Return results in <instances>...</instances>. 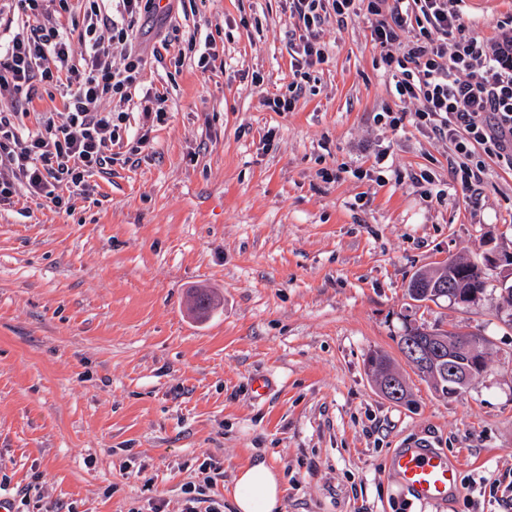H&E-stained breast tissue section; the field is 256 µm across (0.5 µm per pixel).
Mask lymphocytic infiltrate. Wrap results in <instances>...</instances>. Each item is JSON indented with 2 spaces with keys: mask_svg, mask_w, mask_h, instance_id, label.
Instances as JSON below:
<instances>
[{
  "mask_svg": "<svg viewBox=\"0 0 512 512\" xmlns=\"http://www.w3.org/2000/svg\"><path fill=\"white\" fill-rule=\"evenodd\" d=\"M116 13L99 0H82L78 33L64 25L27 24L0 47V207L22 195L41 196L70 212L74 196L90 195V179L121 156L148 147V135L124 144L125 112H105L109 99L129 100L141 82L148 54L135 20L160 12V0H117ZM302 51L285 95L266 98L274 112L291 111L310 88V70L328 58L322 26L344 22L359 10L370 20L371 40L392 75L390 92L400 109L377 113L391 129L412 124L445 138L457 185L471 189L489 162L512 170V28L496 38L467 33L466 0H289ZM412 39H402L406 28ZM83 51L74 55L72 44ZM59 91L61 108L39 128L24 123L33 103ZM417 102L416 110L406 105Z\"/></svg>",
  "mask_w": 512,
  "mask_h": 512,
  "instance_id": "1",
  "label": "lymphocytic infiltrate"
}]
</instances>
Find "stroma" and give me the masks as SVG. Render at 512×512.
I'll return each instance as SVG.
<instances>
[{
    "label": "stroma",
    "instance_id": "obj_1",
    "mask_svg": "<svg viewBox=\"0 0 512 512\" xmlns=\"http://www.w3.org/2000/svg\"><path fill=\"white\" fill-rule=\"evenodd\" d=\"M512 0H470L492 38ZM200 72L188 38L212 24ZM287 0H172L138 29L169 39L143 89L166 87L168 120L140 96L105 103L148 134L136 163L93 176L68 213L42 197L0 209V500L11 512H184L202 487L233 512V477L262 461L283 477L281 512H468L404 492L395 449L422 444L462 475L512 481V311L497 271L469 309L416 307L413 274L448 257L512 252V171L462 191L447 142L375 120L391 74L365 16L329 22L328 59L292 111L267 108L292 80ZM180 65H173V58ZM387 152L384 185L352 171ZM347 166L341 179L323 170ZM429 170L445 194L422 196ZM204 288L208 316L189 309ZM409 323L486 339L487 365L461 395L436 394L397 339ZM386 353L411 404L368 370ZM268 381L264 395L253 377Z\"/></svg>",
    "mask_w": 512,
    "mask_h": 512
}]
</instances>
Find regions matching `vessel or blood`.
Masks as SVG:
<instances>
[{
    "label": "vessel or blood",
    "mask_w": 512,
    "mask_h": 512,
    "mask_svg": "<svg viewBox=\"0 0 512 512\" xmlns=\"http://www.w3.org/2000/svg\"><path fill=\"white\" fill-rule=\"evenodd\" d=\"M391 467L406 488L428 502L446 501L460 475L447 454L434 449H397L391 456Z\"/></svg>",
    "instance_id": "vessel-or-blood-1"
}]
</instances>
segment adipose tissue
Masks as SVG:
<instances>
[{"instance_id":"1","label":"adipose tissue","mask_w":512,"mask_h":512,"mask_svg":"<svg viewBox=\"0 0 512 512\" xmlns=\"http://www.w3.org/2000/svg\"><path fill=\"white\" fill-rule=\"evenodd\" d=\"M284 493L277 471L259 462L241 468L235 478V512H280Z\"/></svg>"}]
</instances>
